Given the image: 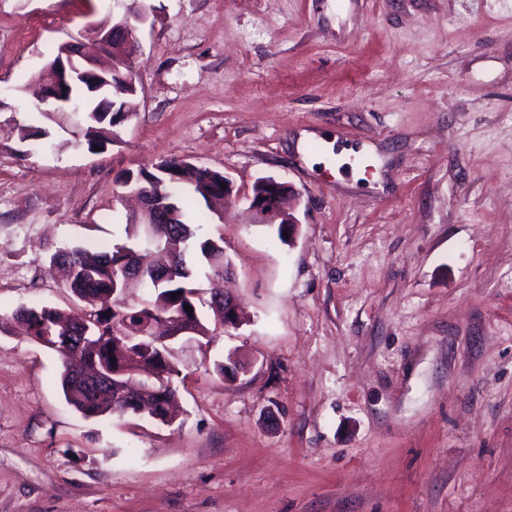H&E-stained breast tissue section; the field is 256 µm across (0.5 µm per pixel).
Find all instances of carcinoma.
Masks as SVG:
<instances>
[{"label": "carcinoma", "instance_id": "obj_1", "mask_svg": "<svg viewBox=\"0 0 512 512\" xmlns=\"http://www.w3.org/2000/svg\"><path fill=\"white\" fill-rule=\"evenodd\" d=\"M112 102L119 111L84 113V137L91 152L115 142L118 129L133 116L135 96L114 91ZM128 182L172 200L173 223L160 225L157 239L146 241L145 225L129 215L124 242L99 253L83 246L57 251L51 263L63 267L66 288L85 304L84 312L67 316L56 307L35 303L17 307L11 319L26 323L27 336L58 355L66 402L83 417H124L146 409L156 422L170 425L178 416L171 376L178 373L180 348L175 340L157 342L153 333L143 332L144 323L185 314L194 330L192 338L211 342L214 331L196 302V268L181 249L192 236L190 224L195 220L184 195L192 194L209 208L223 206L224 174L184 160H162L136 173L124 172L121 184ZM199 251L207 280L213 284L224 279V269L231 266L224 246L206 239ZM128 258L140 265V281L151 293L139 304L124 299L123 266ZM187 305L192 311L185 310ZM146 366L165 369V389L147 394L135 383L133 372Z\"/></svg>", "mask_w": 512, "mask_h": 512}]
</instances>
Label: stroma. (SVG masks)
Listing matches in <instances>:
<instances>
[{"mask_svg": "<svg viewBox=\"0 0 512 512\" xmlns=\"http://www.w3.org/2000/svg\"><path fill=\"white\" fill-rule=\"evenodd\" d=\"M129 7L136 113L93 154L26 86ZM172 158L232 182L195 234L246 321L184 346L173 425L87 419L10 314L75 307L51 254L123 242L118 174ZM0 512H512V0H0ZM264 178L265 177L258 178L252 186V193L260 194L251 195L248 198L250 207L262 217L281 219L282 223L277 224V237L281 243L288 244V239L291 234L285 237L283 236V232L287 231V233H289L288 224H290V226L292 225L294 229H296L299 224L294 217L282 209V205L290 192L288 183L274 177L267 178L265 183H263ZM265 188L266 191H264Z\"/></svg>", "mask_w": 512, "mask_h": 512, "instance_id": "obj_1", "label": "stroma"}]
</instances>
